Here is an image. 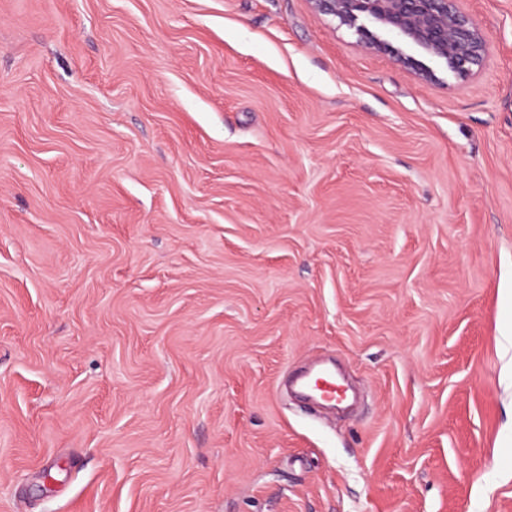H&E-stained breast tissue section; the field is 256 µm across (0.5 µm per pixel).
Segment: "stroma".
Instances as JSON below:
<instances>
[{
	"label": "stroma",
	"instance_id": "stroma-1",
	"mask_svg": "<svg viewBox=\"0 0 512 512\" xmlns=\"http://www.w3.org/2000/svg\"><path fill=\"white\" fill-rule=\"evenodd\" d=\"M457 6L465 75L311 0H0V512H512V0ZM318 379L323 380L329 387H334L335 389L336 379L334 375L328 371H319L314 375L305 377L301 382V386L308 393V395L314 398L335 402L342 400L343 397L340 395H336V391H333V389H329L326 391L319 390L315 385V382Z\"/></svg>",
	"mask_w": 512,
	"mask_h": 512
}]
</instances>
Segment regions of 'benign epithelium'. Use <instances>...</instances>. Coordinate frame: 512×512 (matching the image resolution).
Returning a JSON list of instances; mask_svg holds the SVG:
<instances>
[{
  "mask_svg": "<svg viewBox=\"0 0 512 512\" xmlns=\"http://www.w3.org/2000/svg\"><path fill=\"white\" fill-rule=\"evenodd\" d=\"M314 8L356 25L364 17L390 34L410 40L462 74L486 52L480 30L457 8V0H311Z\"/></svg>",
  "mask_w": 512,
  "mask_h": 512,
  "instance_id": "1",
  "label": "benign epithelium"
}]
</instances>
